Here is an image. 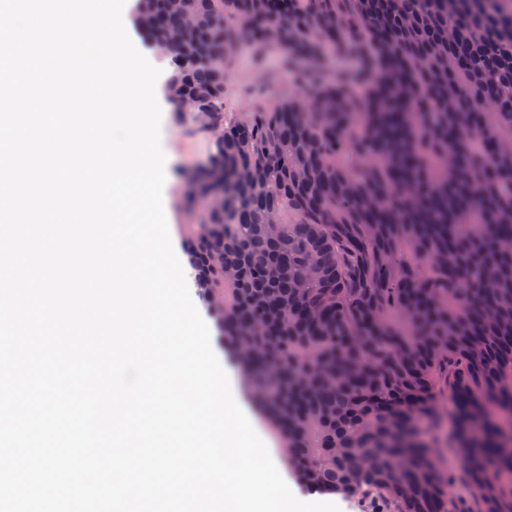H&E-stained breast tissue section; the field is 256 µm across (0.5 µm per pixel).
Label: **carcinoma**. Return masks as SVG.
<instances>
[{
    "label": "carcinoma",
    "mask_w": 512,
    "mask_h": 512,
    "mask_svg": "<svg viewBox=\"0 0 512 512\" xmlns=\"http://www.w3.org/2000/svg\"><path fill=\"white\" fill-rule=\"evenodd\" d=\"M182 2L134 21L210 141L191 195L222 187L185 252L289 468L457 512L448 441L480 512H512V0ZM245 48L286 53L295 91L229 115Z\"/></svg>",
    "instance_id": "obj_1"
}]
</instances>
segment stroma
<instances>
[{
	"mask_svg": "<svg viewBox=\"0 0 512 512\" xmlns=\"http://www.w3.org/2000/svg\"><path fill=\"white\" fill-rule=\"evenodd\" d=\"M147 59L161 71L155 91L162 112L160 145L170 176L163 186L162 198L171 241L175 252L179 253L183 250V226L188 223L190 212L197 207L196 201L189 198L185 177L207 162L209 146L205 137L190 133L188 117L175 111L167 98L165 86L171 73L168 60L155 53L148 54ZM227 70L229 78L224 88V109L235 114L273 105L278 96L288 92L292 85L288 63L276 52L260 49L243 51L228 60ZM247 417L293 495L303 502L320 501V494L307 492L298 476L289 471L282 456L280 440L256 405H249Z\"/></svg>",
	"mask_w": 512,
	"mask_h": 512,
	"instance_id": "stroma-1",
	"label": "stroma"
}]
</instances>
